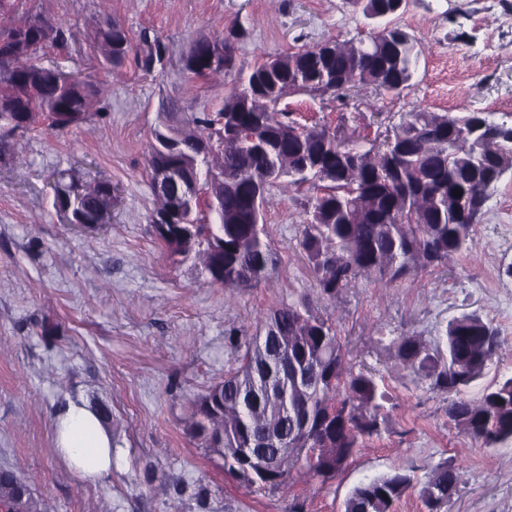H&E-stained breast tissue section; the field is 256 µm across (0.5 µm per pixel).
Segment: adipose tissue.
Masks as SVG:
<instances>
[{"instance_id":"obj_1","label":"adipose tissue","mask_w":512,"mask_h":512,"mask_svg":"<svg viewBox=\"0 0 512 512\" xmlns=\"http://www.w3.org/2000/svg\"><path fill=\"white\" fill-rule=\"evenodd\" d=\"M55 446L80 478L100 482L112 473L113 442L99 412L81 398L55 416Z\"/></svg>"}]
</instances>
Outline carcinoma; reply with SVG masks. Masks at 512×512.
<instances>
[{
    "instance_id": "1",
    "label": "carcinoma",
    "mask_w": 512,
    "mask_h": 512,
    "mask_svg": "<svg viewBox=\"0 0 512 512\" xmlns=\"http://www.w3.org/2000/svg\"><path fill=\"white\" fill-rule=\"evenodd\" d=\"M108 0L93 30V48L103 67L124 64L132 51L128 30L112 18ZM373 20L369 36L359 41L334 39L303 44L292 52L264 57L248 70L211 65L209 37L200 36L183 56V70L199 78L238 71L237 86L224 97L212 118L185 117L177 127L164 124L149 145L147 171L159 148L172 140L188 165L234 179L224 188L222 212L210 201L211 187L188 199L178 224H152L157 239L171 256L203 255L211 282L226 288H255L268 280L276 254L263 224L264 203L274 187L315 191L306 201L319 222L302 225L300 246L314 273L319 296L332 300L359 279L389 286L413 272L437 267L453 254L474 245V224L495 188L512 166L504 149L512 124L501 122V147L472 135L478 112L450 114L414 109L378 148L361 150L336 143L325 126L302 125L273 106L288 84L301 78L311 86L320 76L332 84V96L354 87L372 86L402 92L411 87L422 49L414 36L394 24L407 4L401 0H354ZM16 0H0V162L16 155V135L40 121L51 129L79 125L90 119L101 94L92 80L67 85L58 67L39 62L49 47L63 48L64 25L40 12L16 15ZM316 162L306 181L290 170ZM67 185L54 198L66 222L88 213L69 208L75 176L60 173ZM461 192L456 197L454 191ZM265 333L227 336L238 366L190 402L188 434L223 461L224 474L250 487L243 476L253 470L250 449L263 445L278 471L259 479L256 489H284L304 462L327 480L343 471L365 439L387 430L388 391L382 377L370 370L354 371L350 350L335 324L307 303L283 305L269 312ZM443 346L417 336H393L388 348L396 361L432 389L454 393L448 419L485 448L512 443V376L484 387L476 400L460 393L480 380L497 356L502 339L493 323L477 312L448 323ZM317 369L322 384L312 397L288 384L289 362ZM223 448L240 451L224 460ZM415 476L405 468L366 477L344 501V512H396ZM23 480L0 468V512H52V506L22 495ZM457 494V478L446 464L421 483L424 512H443Z\"/></svg>"
}]
</instances>
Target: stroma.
Segmentation results:
<instances>
[{
  "instance_id": "stroma-1",
  "label": "stroma",
  "mask_w": 512,
  "mask_h": 512,
  "mask_svg": "<svg viewBox=\"0 0 512 512\" xmlns=\"http://www.w3.org/2000/svg\"><path fill=\"white\" fill-rule=\"evenodd\" d=\"M19 8L73 32L41 62L98 83L102 96L91 120L39 125L17 138L21 164L0 162V468L31 480L54 512H343L364 477L401 465L422 481L445 462L458 479L447 512H512V444L472 441L449 420L447 393L403 370L384 343L402 333L435 343L449 320L476 311L504 340L485 381L512 374V278L502 274L512 264V169L485 205L471 254L388 287L359 280L333 302L318 299L298 246L309 190L268 195L277 265L257 288L228 291L198 259L172 261L150 224L146 158L162 112L175 103L214 116L235 85L231 75L189 78L182 57L192 40L243 26L236 62L247 70L301 41L366 37L353 0H112L133 43L114 69L99 64L90 40L97 0H21ZM398 22L424 50L411 89L361 87L342 100L293 94L283 101L292 119L363 141L416 108L512 122V0H410ZM157 42L164 59L144 69L140 59ZM70 168L83 183H111L109 224L64 223L53 182ZM304 300L348 338L354 362L384 378L388 430L333 479L304 474L287 493L249 489L187 435L189 402L234 367L227 335H254L270 310ZM77 396L109 410L117 448L101 482L78 479L55 449L54 411Z\"/></svg>"
}]
</instances>
